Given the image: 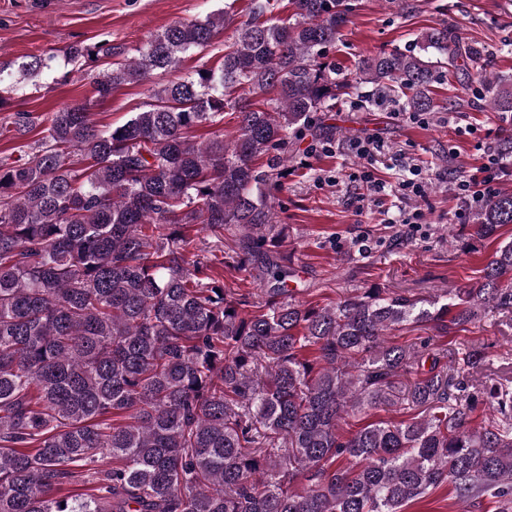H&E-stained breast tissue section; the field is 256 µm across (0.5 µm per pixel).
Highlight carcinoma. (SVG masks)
Masks as SVG:
<instances>
[{
  "label": "carcinoma",
  "instance_id": "carcinoma-1",
  "mask_svg": "<svg viewBox=\"0 0 512 512\" xmlns=\"http://www.w3.org/2000/svg\"><path fill=\"white\" fill-rule=\"evenodd\" d=\"M290 2L285 22L274 0H251L220 69L167 81L112 130L88 103L17 112L5 128L44 126L25 161L0 159V512H400L444 484L460 500L512 504V376L476 380L489 355L473 343L435 352L427 338L387 339L410 323L465 331L487 307L512 315V240L480 281L429 299L357 288L313 305L262 191L305 132L333 133L319 113L352 87L399 90L408 111L431 112L451 67L506 120L512 82L444 22L417 52L361 59L346 83L325 53L357 0ZM224 24L219 12L168 27L124 60L107 42L65 54L117 58L92 82L104 99L178 71ZM46 69L30 55L19 72L35 83ZM228 109L231 140H193ZM492 150L512 158V128ZM469 220L470 239L492 238L512 224V191ZM192 224L219 247L191 238ZM226 231L238 237L227 251ZM216 250L259 278L260 299L208 276ZM480 404L489 414L473 428ZM393 407L424 418L339 432L348 416Z\"/></svg>",
  "mask_w": 512,
  "mask_h": 512
}]
</instances>
